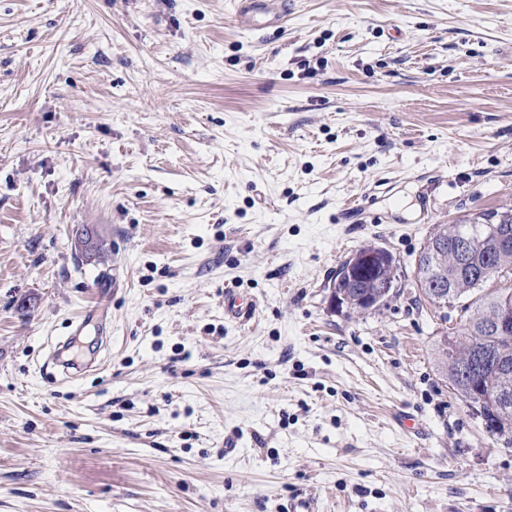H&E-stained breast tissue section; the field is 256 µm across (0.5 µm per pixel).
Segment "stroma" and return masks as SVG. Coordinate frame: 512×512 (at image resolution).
<instances>
[{
    "label": "stroma",
    "mask_w": 512,
    "mask_h": 512,
    "mask_svg": "<svg viewBox=\"0 0 512 512\" xmlns=\"http://www.w3.org/2000/svg\"><path fill=\"white\" fill-rule=\"evenodd\" d=\"M503 206L512 0H289L264 34L0 0V512H512V447L433 361L463 314L414 277ZM365 246L394 288L335 310ZM391 266L388 255L379 248L367 247L347 258L341 268L350 274L359 275L366 270L376 271L381 266Z\"/></svg>",
    "instance_id": "obj_1"
}]
</instances>
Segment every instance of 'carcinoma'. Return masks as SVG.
<instances>
[{
    "label": "carcinoma",
    "mask_w": 512,
    "mask_h": 512,
    "mask_svg": "<svg viewBox=\"0 0 512 512\" xmlns=\"http://www.w3.org/2000/svg\"><path fill=\"white\" fill-rule=\"evenodd\" d=\"M497 212H479L471 224H439L416 258V279L426 301L435 308L462 304L466 324L457 336L439 337L435 355L438 371L454 394L463 400L481 386L490 390L484 416L488 432L512 445V337L497 335L500 295L512 288L489 290L482 278L490 266L512 279V246L496 250L491 243L512 242V222H497ZM333 286L341 305L362 312V297L379 289L375 281H354L336 275Z\"/></svg>",
    "instance_id": "obj_1"
}]
</instances>
